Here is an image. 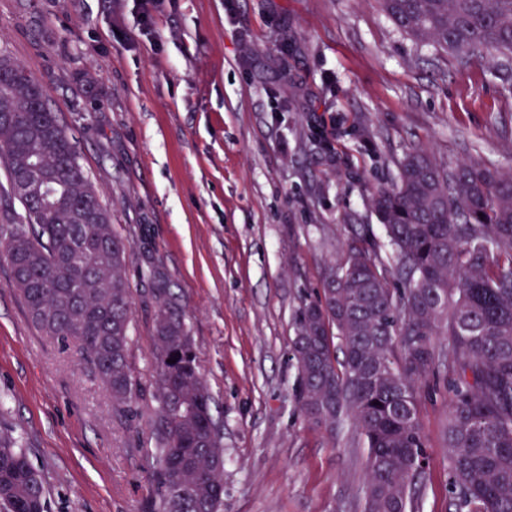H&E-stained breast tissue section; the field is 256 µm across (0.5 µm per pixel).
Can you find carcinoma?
<instances>
[{
    "label": "carcinoma",
    "mask_w": 512,
    "mask_h": 512,
    "mask_svg": "<svg viewBox=\"0 0 512 512\" xmlns=\"http://www.w3.org/2000/svg\"><path fill=\"white\" fill-rule=\"evenodd\" d=\"M394 24L460 63L512 60V0H381ZM0 164L23 213L0 249L33 324L76 348L112 405L137 398L128 364V244L112 229L40 81L0 53ZM371 202L384 249L355 233L299 308L292 354L301 415L352 422L368 448L364 512H418L429 464L422 399L443 380L456 512H512V170L421 150ZM152 512H223L224 445L183 311L155 278ZM448 344L439 348L440 337ZM176 362H171V359ZM27 453L0 434V512H46Z\"/></svg>",
    "instance_id": "cac0c4a2"
}]
</instances>
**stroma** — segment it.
<instances>
[{"label":"stroma","mask_w":512,"mask_h":512,"mask_svg":"<svg viewBox=\"0 0 512 512\" xmlns=\"http://www.w3.org/2000/svg\"><path fill=\"white\" fill-rule=\"evenodd\" d=\"M0 0V50L46 88L128 241L131 412L30 321L0 256V426L46 484L48 512H151L160 274L224 434V512H363L367 453L294 397L295 313L351 227L381 238L374 187L423 149L512 169V61L461 65L379 0ZM448 404L425 400L420 512H455Z\"/></svg>","instance_id":"obj_1"}]
</instances>
